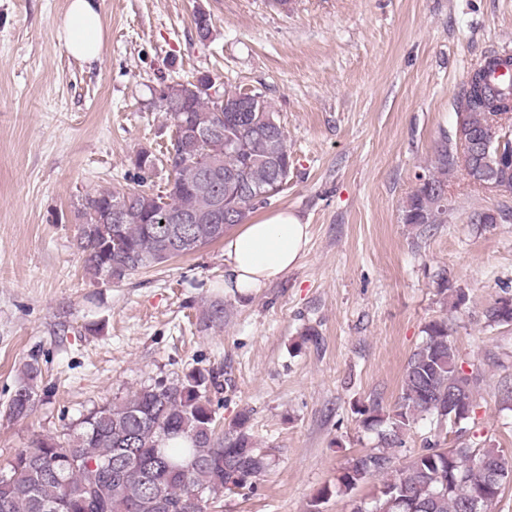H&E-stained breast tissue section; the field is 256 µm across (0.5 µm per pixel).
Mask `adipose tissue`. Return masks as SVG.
I'll list each match as a JSON object with an SVG mask.
<instances>
[{"label":"adipose tissue","mask_w":512,"mask_h":512,"mask_svg":"<svg viewBox=\"0 0 512 512\" xmlns=\"http://www.w3.org/2000/svg\"><path fill=\"white\" fill-rule=\"evenodd\" d=\"M57 28L71 56L88 64L102 58L106 34L99 0H69ZM309 235L308 224L288 209L268 212L225 235L230 285L247 294L288 273L305 255Z\"/></svg>","instance_id":"1"}]
</instances>
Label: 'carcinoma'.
<instances>
[{
  "label": "carcinoma",
  "instance_id": "carcinoma-1",
  "mask_svg": "<svg viewBox=\"0 0 512 512\" xmlns=\"http://www.w3.org/2000/svg\"><path fill=\"white\" fill-rule=\"evenodd\" d=\"M506 66L492 55L469 75L462 95L468 96L465 128L480 131L512 99V83H494L489 75ZM176 102L159 96L170 115L174 134L165 161L173 163L174 188L166 195L143 189L157 170L156 155L142 148L132 161V192L101 190L87 196L78 210L81 219L77 249L84 268L97 279L120 282L141 269L193 254L224 239L254 210L268 204L288 184L292 161L284 127L271 104L255 92L260 111H224L187 80ZM219 128L223 150L180 131ZM456 150L448 136L434 152L430 166L403 206L406 224L426 228L444 223L448 178L459 171ZM216 163L222 184L210 191L199 187L202 168ZM224 202L222 224L163 223L167 213L205 217ZM121 203V218L108 216L110 203ZM489 326L512 324V295L498 297L482 311ZM38 360L24 364L4 416L18 420L33 409ZM479 371L465 373L458 365L452 329L445 319L431 321L423 343L408 358L401 394L392 414L380 403L357 409L362 425L380 433L383 448L357 455L338 476L336 487L321 489L309 512H320L333 493H348L368 479L382 478L375 505L354 504L352 512H465V498L493 506L512 479V454L502 448H473L457 443L427 448L407 465L393 467L387 449L401 443V434L419 418L435 415L460 421L469 418ZM216 386L214 371L192 369L181 378L158 380L132 392L120 403L94 407L61 438H43L0 460V512H208L224 492L242 490L270 468L269 454L249 433L250 415L239 413L229 432H217V418L207 388Z\"/></svg>",
  "mask_w": 512,
  "mask_h": 512
}]
</instances>
